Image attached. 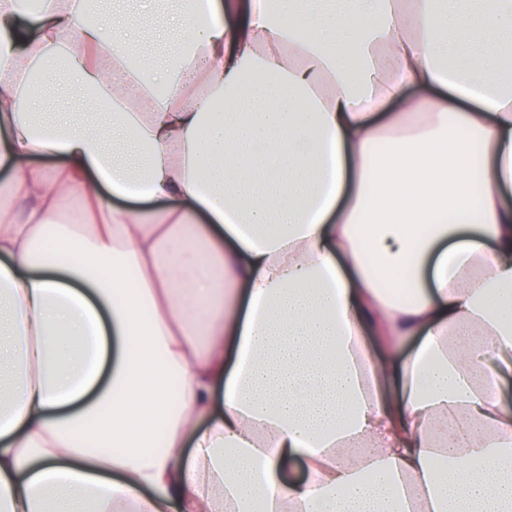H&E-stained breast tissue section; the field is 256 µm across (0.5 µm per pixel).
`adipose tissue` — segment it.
Listing matches in <instances>:
<instances>
[{
  "label": "adipose tissue",
  "mask_w": 512,
  "mask_h": 512,
  "mask_svg": "<svg viewBox=\"0 0 512 512\" xmlns=\"http://www.w3.org/2000/svg\"><path fill=\"white\" fill-rule=\"evenodd\" d=\"M22 12L0 512H512V0H187L161 72L90 0ZM62 52L104 123L36 120Z\"/></svg>",
  "instance_id": "adipose-tissue-1"
}]
</instances>
